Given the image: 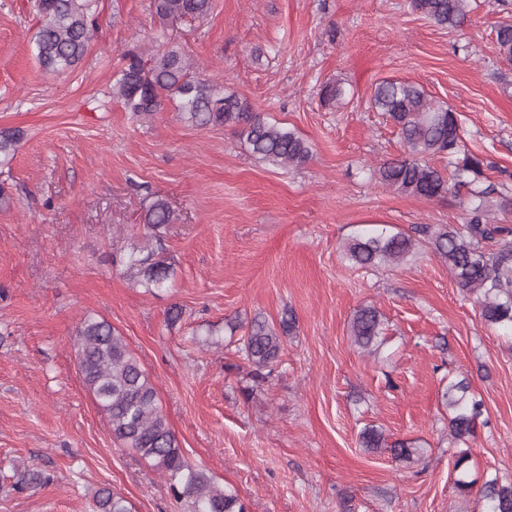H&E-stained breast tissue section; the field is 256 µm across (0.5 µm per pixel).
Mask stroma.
Returning a JSON list of instances; mask_svg holds the SVG:
<instances>
[{
  "mask_svg": "<svg viewBox=\"0 0 512 512\" xmlns=\"http://www.w3.org/2000/svg\"><path fill=\"white\" fill-rule=\"evenodd\" d=\"M202 21L166 26L150 0H98L94 38L73 70L52 74L31 38L33 0H0V129L24 133L0 169V473L54 474L34 492L0 489V512H96L99 488L132 512H181L169 484L113 440L71 344L82 316L109 322L150 374L187 460L237 491L247 512H483L458 495L441 399L468 379L483 414L471 475L512 478V340L484 324L421 240L375 271L348 260L363 228L410 232L463 224L467 191L428 200L382 187L373 168L401 152L370 106L379 82L420 84L461 116L465 145L512 193V65L495 30L512 0H470L458 29L408 0H212ZM175 42L196 72L237 92L313 148L298 169L257 160L224 127L184 124L164 101L126 112L112 87L124 51ZM346 91L325 106L327 82ZM168 202L159 255L168 288L146 292L122 261L146 245L145 215ZM182 319L167 325L172 305ZM384 322L377 352L354 346L356 309ZM292 310L296 328L268 383L238 363L234 324ZM421 456L362 448L365 425Z\"/></svg>",
  "mask_w": 512,
  "mask_h": 512,
  "instance_id": "1",
  "label": "stroma"
}]
</instances>
